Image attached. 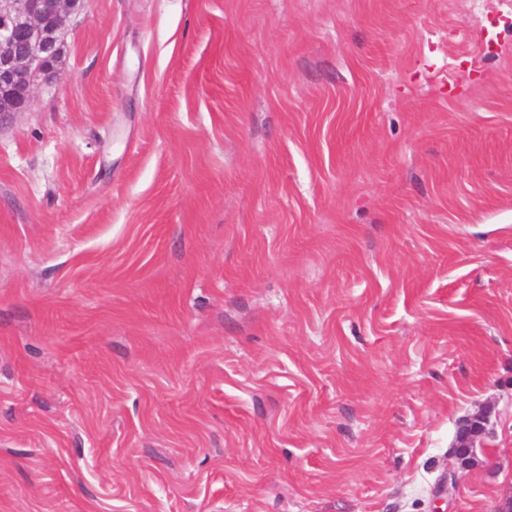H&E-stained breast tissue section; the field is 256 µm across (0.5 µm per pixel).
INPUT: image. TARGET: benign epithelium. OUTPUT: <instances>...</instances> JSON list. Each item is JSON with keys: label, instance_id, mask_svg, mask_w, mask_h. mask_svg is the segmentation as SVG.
<instances>
[{"label": "benign epithelium", "instance_id": "1", "mask_svg": "<svg viewBox=\"0 0 512 512\" xmlns=\"http://www.w3.org/2000/svg\"><path fill=\"white\" fill-rule=\"evenodd\" d=\"M71 0H0V122L31 104L34 86L59 79L57 53L69 28ZM489 416L476 413L457 427L459 468L475 462Z\"/></svg>", "mask_w": 512, "mask_h": 512}]
</instances>
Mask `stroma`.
<instances>
[{"label": "stroma", "instance_id": "stroma-1", "mask_svg": "<svg viewBox=\"0 0 512 512\" xmlns=\"http://www.w3.org/2000/svg\"><path fill=\"white\" fill-rule=\"evenodd\" d=\"M66 46L0 126V512L505 507L512 0H85ZM488 421L487 413L480 412L467 417L458 425L453 447L460 469H468L474 464L475 449L483 447L482 441L488 433ZM457 448H465V451L459 452Z\"/></svg>", "mask_w": 512, "mask_h": 512}]
</instances>
